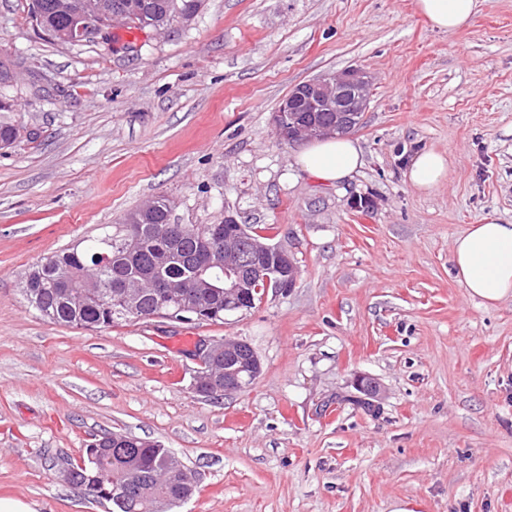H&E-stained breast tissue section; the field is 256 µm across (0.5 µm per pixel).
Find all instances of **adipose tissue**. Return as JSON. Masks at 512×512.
<instances>
[{"mask_svg":"<svg viewBox=\"0 0 512 512\" xmlns=\"http://www.w3.org/2000/svg\"><path fill=\"white\" fill-rule=\"evenodd\" d=\"M487 0H415V8L431 26L453 31L469 25ZM359 142L349 136L312 141L295 158L303 172L330 183H341L363 164ZM448 175L446 153L424 150L408 168L411 185L421 192L438 187ZM455 276L470 298L493 306L512 298V224L492 216L470 225L454 242Z\"/></svg>","mask_w":512,"mask_h":512,"instance_id":"obj_1","label":"adipose tissue"}]
</instances>
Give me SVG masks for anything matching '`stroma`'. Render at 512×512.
I'll list each match as a JSON object with an SVG mask.
<instances>
[{
	"instance_id": "obj_1",
	"label": "stroma",
	"mask_w": 512,
	"mask_h": 512,
	"mask_svg": "<svg viewBox=\"0 0 512 512\" xmlns=\"http://www.w3.org/2000/svg\"><path fill=\"white\" fill-rule=\"evenodd\" d=\"M0 0V497L31 512H112L56 481L43 451L80 458L121 431L200 473L177 512H512V299L484 306L452 246L512 223V0L432 29L414 0H202L168 37L61 45ZM372 77L341 184L295 165L273 114L298 83ZM447 152L431 193L411 156ZM180 224L268 228L299 268L221 323L81 330L29 310L20 282L145 201ZM250 344L261 372L212 401L199 340ZM375 380L373 411L356 377Z\"/></svg>"
}]
</instances>
